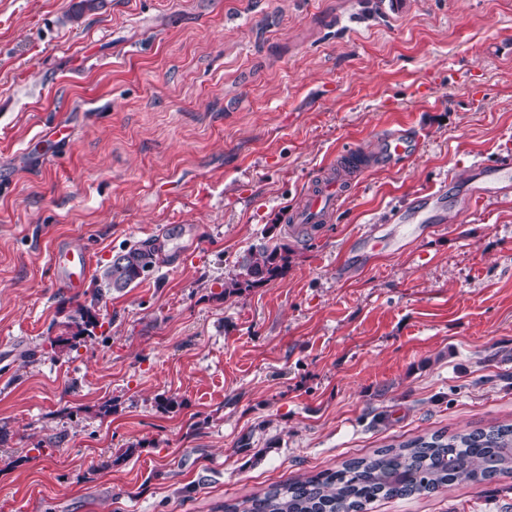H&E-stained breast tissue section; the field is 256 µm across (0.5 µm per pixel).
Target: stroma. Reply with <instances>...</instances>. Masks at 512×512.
Segmentation results:
<instances>
[{"mask_svg": "<svg viewBox=\"0 0 512 512\" xmlns=\"http://www.w3.org/2000/svg\"><path fill=\"white\" fill-rule=\"evenodd\" d=\"M397 123L412 160L291 223ZM506 160L512 0H0V512H222L512 425V192L462 206L474 163ZM425 197L427 229L391 223ZM378 224L404 249L356 252ZM144 241L153 270L104 289ZM61 242L92 257L80 292L54 278ZM283 243L282 278L225 296ZM89 304L99 327L51 347ZM372 512H512V475ZM342 184L336 178H322L306 197L303 205L292 216L299 224H323L336 206V201L342 196ZM157 261V249L154 243L142 242L115 255L105 267L100 279L105 288L123 291L149 272Z\"/></svg>", "mask_w": 512, "mask_h": 512, "instance_id": "stroma-1", "label": "stroma"}]
</instances>
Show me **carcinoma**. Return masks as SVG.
I'll return each instance as SVG.
<instances>
[{"instance_id":"obj_1","label":"carcinoma","mask_w":512,"mask_h":512,"mask_svg":"<svg viewBox=\"0 0 512 512\" xmlns=\"http://www.w3.org/2000/svg\"><path fill=\"white\" fill-rule=\"evenodd\" d=\"M290 260L286 244L260 245L244 258L243 276L224 283V294L235 295L283 276ZM157 261L152 242L134 245L115 255L100 279L120 292L149 272ZM90 306L78 310L84 328L79 338L99 321ZM512 475V427L491 425L452 434H433L383 448L370 457L342 464L336 470L286 481L224 512H366L378 500L408 498L450 484L485 485Z\"/></svg>"}]
</instances>
